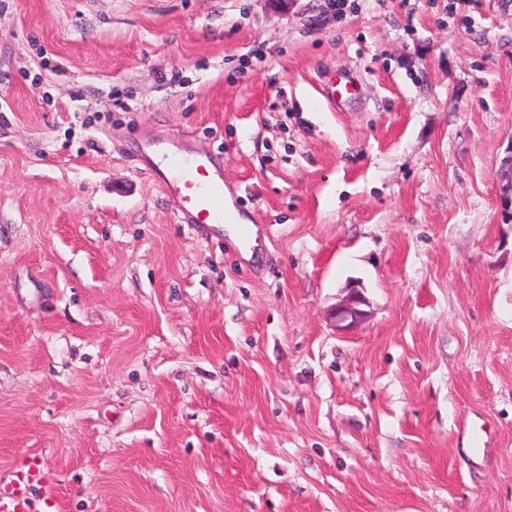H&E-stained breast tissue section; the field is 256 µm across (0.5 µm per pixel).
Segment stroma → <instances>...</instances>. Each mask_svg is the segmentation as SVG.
<instances>
[{
    "mask_svg": "<svg viewBox=\"0 0 512 512\" xmlns=\"http://www.w3.org/2000/svg\"><path fill=\"white\" fill-rule=\"evenodd\" d=\"M182 133L252 257L140 161ZM511 143L512 0H0V479L36 471L26 512H512ZM345 297L328 311V316L340 331H350L356 328L367 317V312L361 307L366 305L362 288L350 284Z\"/></svg>",
    "mask_w": 512,
    "mask_h": 512,
    "instance_id": "stroma-1",
    "label": "stroma"
}]
</instances>
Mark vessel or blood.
Listing matches in <instances>:
<instances>
[{
  "label": "vessel or blood",
  "instance_id": "b4317fda",
  "mask_svg": "<svg viewBox=\"0 0 512 512\" xmlns=\"http://www.w3.org/2000/svg\"><path fill=\"white\" fill-rule=\"evenodd\" d=\"M169 175L161 181L165 194L175 204L183 224H229L235 221L234 208L226 202L224 168L207 153L169 144L161 151ZM34 471L16 472L0 484V512H23Z\"/></svg>",
  "mask_w": 512,
  "mask_h": 512
}]
</instances>
